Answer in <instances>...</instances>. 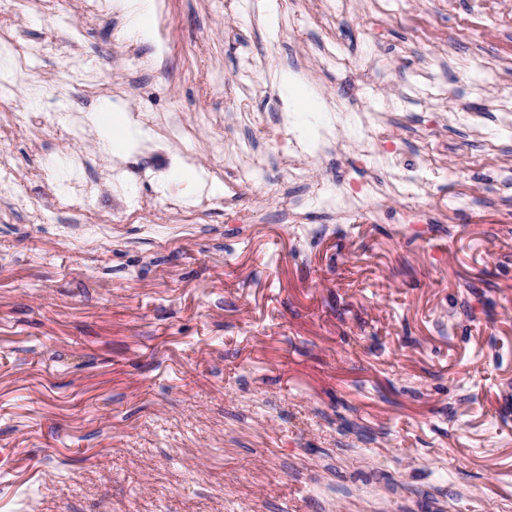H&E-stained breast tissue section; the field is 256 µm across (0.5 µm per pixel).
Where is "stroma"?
Instances as JSON below:
<instances>
[{
  "mask_svg": "<svg viewBox=\"0 0 512 512\" xmlns=\"http://www.w3.org/2000/svg\"><path fill=\"white\" fill-rule=\"evenodd\" d=\"M166 35L83 0H0V31L39 44L0 102V151L29 208L0 198V512H512V0H161ZM340 69L323 68L324 47ZM256 57L243 72L244 53ZM390 62L375 76V55ZM95 77L93 91L76 69ZM316 98L297 113L291 91ZM212 113L183 145L146 129L121 154L59 112ZM356 113L309 183L403 182L345 218L281 215L297 189L263 160L198 223L162 187L221 164L230 137ZM124 167L56 224L83 167ZM156 172L145 181L142 170ZM142 219L120 223L128 195ZM479 194L481 206L449 203ZM114 221L89 239L82 217Z\"/></svg>",
  "mask_w": 512,
  "mask_h": 512,
  "instance_id": "35a3bbf8",
  "label": "stroma"
}]
</instances>
